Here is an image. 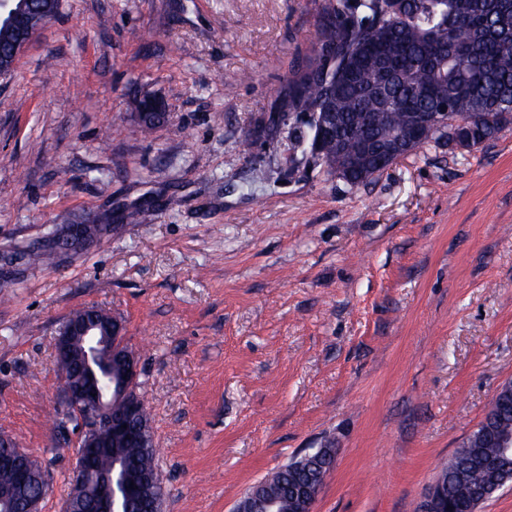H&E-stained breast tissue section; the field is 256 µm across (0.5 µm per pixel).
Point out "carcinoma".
Instances as JSON below:
<instances>
[{
    "mask_svg": "<svg viewBox=\"0 0 512 512\" xmlns=\"http://www.w3.org/2000/svg\"><path fill=\"white\" fill-rule=\"evenodd\" d=\"M40 25L26 0H13L0 17V77L14 71L13 49L18 33ZM313 26L315 37L299 64L274 92L271 110L288 113V144L293 154L311 159L327 176L358 188L382 176L370 158L361 167L347 163L364 142L385 144L409 128L410 112H437L448 107V121L413 145L417 152L434 143L448 145L467 133L473 145L495 137L512 124V2L506 0H319ZM386 54L397 78L387 90L392 106L382 107L373 94L378 83V56ZM325 112H339L344 122L318 137ZM461 120L465 125L459 126ZM168 121L165 103L150 95L138 102L135 129L146 137ZM152 208L127 210L128 224H150ZM32 264L53 265L54 253L29 250ZM492 423L512 432V397H499ZM146 427L145 448H114L98 460V469L112 475L149 478L152 484L133 499L116 498V512H155L162 504L151 418L142 407L134 418ZM474 430L448 460L438 479L448 486V512H463L473 498L490 492L491 474L512 482V456L501 457ZM15 440L0 434V460L13 455L12 466L30 465L37 479L18 491L20 510L31 500L42 503L52 491L49 466L32 455L18 456L4 444ZM307 470L290 462L260 481L264 494L277 502L278 512H295L294 494L308 479Z\"/></svg>",
    "mask_w": 512,
    "mask_h": 512,
    "instance_id": "carcinoma-1",
    "label": "carcinoma"
}]
</instances>
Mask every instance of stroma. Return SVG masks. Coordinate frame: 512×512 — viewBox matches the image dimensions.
Listing matches in <instances>:
<instances>
[{
	"mask_svg": "<svg viewBox=\"0 0 512 512\" xmlns=\"http://www.w3.org/2000/svg\"><path fill=\"white\" fill-rule=\"evenodd\" d=\"M314 0H61L0 78V431L49 460L54 339L121 316L140 359L162 512H233L314 448L313 512H418L512 380V126L429 145L352 188L262 131L313 33ZM236 83L225 96L226 83ZM168 123L135 132L139 99ZM269 168L268 182L250 178ZM149 206L150 225L125 224ZM117 227L55 267L24 253L77 215ZM334 462V454L330 453L326 457V463L322 469L311 478L307 485L302 488L300 510L299 512H311L315 499L321 489L326 473L330 470Z\"/></svg>",
	"mask_w": 512,
	"mask_h": 512,
	"instance_id": "obj_1",
	"label": "stroma"
}]
</instances>
